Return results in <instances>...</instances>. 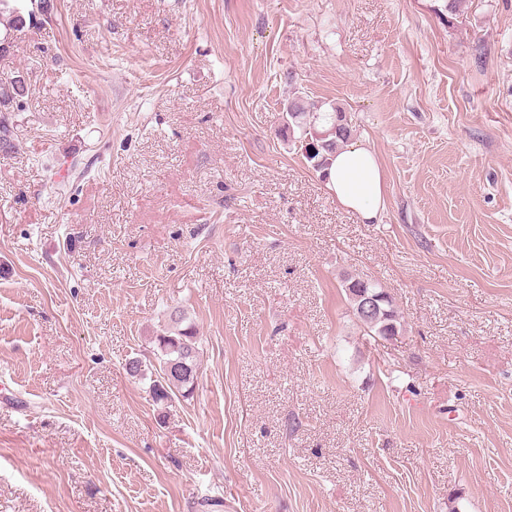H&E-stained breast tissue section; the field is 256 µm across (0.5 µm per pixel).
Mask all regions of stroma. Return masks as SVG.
I'll return each mask as SVG.
<instances>
[{"label": "stroma", "instance_id": "1", "mask_svg": "<svg viewBox=\"0 0 512 512\" xmlns=\"http://www.w3.org/2000/svg\"><path fill=\"white\" fill-rule=\"evenodd\" d=\"M21 4L0 512H512V0ZM295 95L373 148L380 223L293 146ZM176 307L200 370L160 405ZM343 287L345 288V292L354 311V315L362 322V325L369 333H373L375 336L387 338L384 333V330L386 329L384 326L386 324H392V326L396 328L395 334L398 333V326H400V322L398 321L399 318L397 311L394 308L393 300L378 283L359 276H351L345 279ZM364 288H367L369 293L379 294L382 300L379 303L381 308L380 312L363 315L364 313H369L375 310L377 307L374 296H369L367 294L361 296L362 300L359 304L357 297L359 292L364 290ZM358 304L359 310L363 314L358 312ZM395 334L392 336H395Z\"/></svg>", "mask_w": 512, "mask_h": 512}]
</instances>
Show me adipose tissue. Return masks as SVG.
Returning a JSON list of instances; mask_svg holds the SVG:
<instances>
[{
  "label": "adipose tissue",
  "instance_id": "ef3b65f1",
  "mask_svg": "<svg viewBox=\"0 0 512 512\" xmlns=\"http://www.w3.org/2000/svg\"><path fill=\"white\" fill-rule=\"evenodd\" d=\"M325 184L337 203L367 222H379L385 209V174L372 148L352 142L330 158Z\"/></svg>",
  "mask_w": 512,
  "mask_h": 512
}]
</instances>
